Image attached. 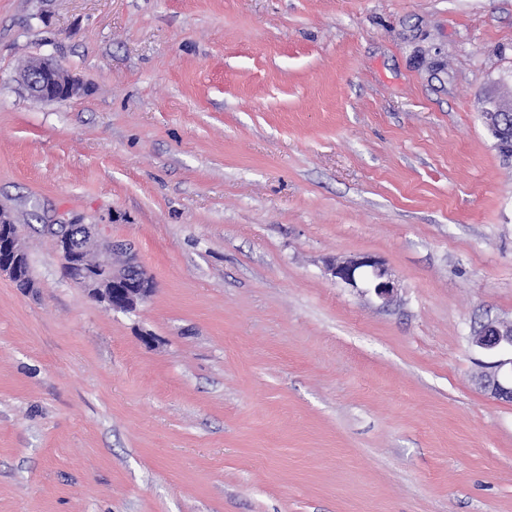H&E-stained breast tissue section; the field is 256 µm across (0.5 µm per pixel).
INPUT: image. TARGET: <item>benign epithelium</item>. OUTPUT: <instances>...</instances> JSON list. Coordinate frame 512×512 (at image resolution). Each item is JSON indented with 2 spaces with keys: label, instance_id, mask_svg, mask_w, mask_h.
Returning <instances> with one entry per match:
<instances>
[{
  "label": "benign epithelium",
  "instance_id": "benign-epithelium-1",
  "mask_svg": "<svg viewBox=\"0 0 512 512\" xmlns=\"http://www.w3.org/2000/svg\"><path fill=\"white\" fill-rule=\"evenodd\" d=\"M30 96L44 101H61L76 94L79 83L53 59H38L20 75ZM512 113V87L486 99L483 114L490 132L501 129L502 113ZM56 250L65 276L83 288L90 298L105 304L113 312H134L153 294L150 275L128 255L120 265L114 262L117 246L100 240L95 224H65L55 235ZM28 254L18 225L0 211V274L5 273L17 285L27 279ZM368 269L374 293L390 300L396 290L387 267L376 257L363 255L330 266L333 277L354 286L360 270ZM472 346L487 357L480 361L479 377L483 391L494 399L512 401V320L490 319L473 336Z\"/></svg>",
  "mask_w": 512,
  "mask_h": 512
}]
</instances>
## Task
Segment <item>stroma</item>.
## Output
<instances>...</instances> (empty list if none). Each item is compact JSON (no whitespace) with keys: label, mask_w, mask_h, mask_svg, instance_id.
Here are the masks:
<instances>
[{"label":"stroma","mask_w":512,"mask_h":512,"mask_svg":"<svg viewBox=\"0 0 512 512\" xmlns=\"http://www.w3.org/2000/svg\"><path fill=\"white\" fill-rule=\"evenodd\" d=\"M54 57L62 102L16 75ZM512 0H0V512H512ZM151 275L68 281L50 226ZM381 259L396 291L334 278ZM512 113V86L503 88L496 95L486 99L483 114L485 124L488 130L495 135V130H500L502 126V113ZM17 224L0 211V274L6 273L16 284L26 281L28 254ZM55 235L56 250L65 276L83 288L90 298L105 304L113 312H134L153 294L155 284L150 275L128 255L121 265L114 262L117 246L101 241L96 224H64ZM100 242L98 259L86 257V246ZM364 268L369 270L374 293L385 301L390 300L396 290L395 281L389 269L374 256L363 255L336 262L330 266L329 271L336 279L354 287L359 271ZM472 346L489 358L479 377L483 391L494 399L512 401V320L490 319L473 336Z\"/></svg>","instance_id":"stroma-1"}]
</instances>
